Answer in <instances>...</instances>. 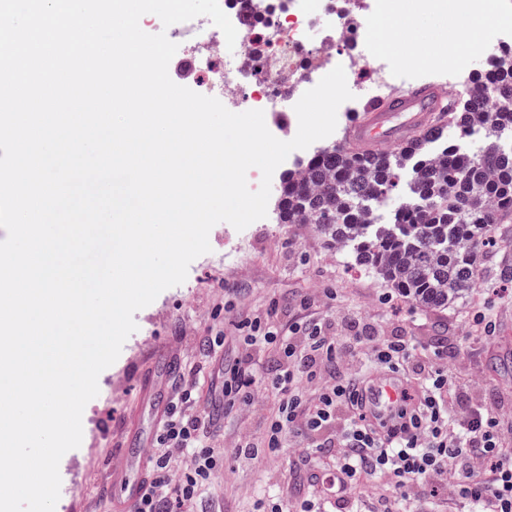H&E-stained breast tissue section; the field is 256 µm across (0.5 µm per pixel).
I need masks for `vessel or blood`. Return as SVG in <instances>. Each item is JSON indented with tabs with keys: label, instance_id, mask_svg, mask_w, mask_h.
Segmentation results:
<instances>
[{
	"label": "vessel or blood",
	"instance_id": "vessel-or-blood-1",
	"mask_svg": "<svg viewBox=\"0 0 512 512\" xmlns=\"http://www.w3.org/2000/svg\"><path fill=\"white\" fill-rule=\"evenodd\" d=\"M449 93L436 84L416 85L399 91L386 100L370 101L364 117L352 124L346 134L349 148L356 152H378L383 148L411 139L430 112L444 108ZM393 112L413 113L410 125L392 126L388 117ZM406 384L388 380L372 386L370 398L376 405L386 406L399 399ZM147 451L129 448L112 466L113 508L115 512H135L136 505L148 482Z\"/></svg>",
	"mask_w": 512,
	"mask_h": 512
}]
</instances>
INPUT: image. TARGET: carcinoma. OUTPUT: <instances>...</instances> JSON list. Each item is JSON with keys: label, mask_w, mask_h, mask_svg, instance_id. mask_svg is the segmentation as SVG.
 <instances>
[{"label": "carcinoma", "mask_w": 512, "mask_h": 512, "mask_svg": "<svg viewBox=\"0 0 512 512\" xmlns=\"http://www.w3.org/2000/svg\"><path fill=\"white\" fill-rule=\"evenodd\" d=\"M453 98L455 126L481 127L487 144L466 157L440 120L391 153L352 154L329 144L282 176V224H316L330 245L346 248L390 287L425 308L448 309L478 282V246L490 225L512 216V68L470 78ZM397 193L385 223L368 211Z\"/></svg>", "instance_id": "cac0c4a2"}]
</instances>
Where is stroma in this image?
I'll use <instances>...</instances> for the list:
<instances>
[{
	"instance_id": "35a3bbf8",
	"label": "stroma",
	"mask_w": 512,
	"mask_h": 512,
	"mask_svg": "<svg viewBox=\"0 0 512 512\" xmlns=\"http://www.w3.org/2000/svg\"><path fill=\"white\" fill-rule=\"evenodd\" d=\"M210 253L196 258L181 285L166 289L134 315L136 332L125 341L116 362L98 378L99 394L82 415L83 438L78 449L61 459L59 472L70 490L66 506L55 512H114L107 486L109 468L124 448L132 413L146 443L159 432L152 409L141 396L142 378L171 361L162 378L165 398L181 374L195 373L198 395L215 424L214 448L230 453L243 439L261 438L265 421L278 402L259 394L251 405L225 409L223 365L245 358L236 336L243 317L275 313L280 324L323 319L336 337V368L302 384L315 399L325 382L359 372L368 354L362 339L411 340L425 356L442 350L448 374L467 391L470 402L489 400L499 432L512 442V220L497 225L495 238L478 254V286L455 308H422L395 293L374 272L355 266L331 247L315 224L257 221L244 230L226 222L209 233ZM490 308L493 325L483 329L477 313ZM226 341L218 357L206 355L205 341L217 335ZM301 438L287 436L282 448L261 449L245 467H220L207 492L206 512H252L266 491L283 493L289 501L316 498L321 512H336V496L323 481L328 462L300 459Z\"/></svg>"
}]
</instances>
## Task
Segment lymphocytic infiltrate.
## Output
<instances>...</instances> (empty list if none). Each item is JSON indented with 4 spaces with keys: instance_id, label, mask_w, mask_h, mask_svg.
<instances>
[{
    "instance_id": "lymphocytic-infiltrate-1",
    "label": "lymphocytic infiltrate",
    "mask_w": 512,
    "mask_h": 512,
    "mask_svg": "<svg viewBox=\"0 0 512 512\" xmlns=\"http://www.w3.org/2000/svg\"><path fill=\"white\" fill-rule=\"evenodd\" d=\"M245 344L255 351L279 348L284 365L275 377L253 365L236 363L224 371V404H250L254 390L278 395L277 410L259 444L235 450L236 459H255L260 449L280 448L285 433L308 436L333 429L329 442L306 447V455L329 458L332 477L343 486L373 475L387 476L402 498L422 485L452 490L473 512H512V448L497 430L487 406L467 403L447 368L428 364L415 342L370 337L371 358L381 370L402 374L418 398H407L371 423L364 407L361 377L326 385L316 399H305L301 385L321 375L336 357L337 341L323 324L289 326L280 332L271 321L238 322ZM178 401L170 405L151 453L150 482L137 512H196L198 500L212 484L221 461L211 444L212 418L193 409L196 382L181 378ZM348 416L337 423L336 411ZM186 453L190 464L173 473L174 452Z\"/></svg>"
}]
</instances>
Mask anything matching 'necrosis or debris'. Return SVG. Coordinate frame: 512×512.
Returning <instances> with one entry per match:
<instances>
[{
	"label": "necrosis or debris",
	"instance_id": "obj_1",
	"mask_svg": "<svg viewBox=\"0 0 512 512\" xmlns=\"http://www.w3.org/2000/svg\"><path fill=\"white\" fill-rule=\"evenodd\" d=\"M219 5L237 30L235 55L224 56L225 37L209 18L174 24L172 34L205 72L203 95L219 99L233 112H268L281 135L292 127L282 111L335 67L337 40L354 45L364 37L373 47L371 53L345 58L346 73L364 64L371 71L367 88L356 95L360 102L390 93L393 62L407 60L405 51L390 42L384 9H371L367 0L356 7L350 0H219ZM328 13L336 14L337 22L323 31L319 46H312L308 30ZM475 46L490 52L495 64L512 65V15L499 14L494 30H467L457 51L435 53L432 70L447 75L450 88L461 90L459 78L467 72Z\"/></svg>",
	"mask_w": 512,
	"mask_h": 512
}]
</instances>
